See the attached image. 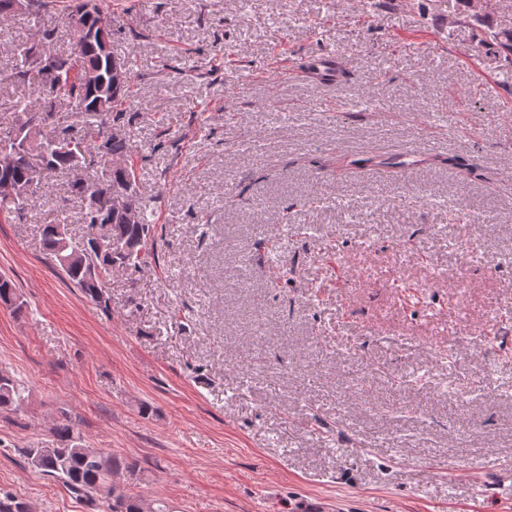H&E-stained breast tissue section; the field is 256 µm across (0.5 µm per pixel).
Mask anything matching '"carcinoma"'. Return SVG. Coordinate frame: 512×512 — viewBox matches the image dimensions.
<instances>
[{"mask_svg":"<svg viewBox=\"0 0 512 512\" xmlns=\"http://www.w3.org/2000/svg\"><path fill=\"white\" fill-rule=\"evenodd\" d=\"M24 14L40 16L56 12L68 21L75 49L70 54H56L53 76L27 65L29 47L18 46L13 76L38 87L42 107L29 109L22 100L15 111L21 114L16 124L0 128V153L13 150L5 132L15 126L36 121L26 148L16 154L14 162L0 164V181H40L58 170L72 171L73 152L61 146V139L75 137L81 157L93 153L104 161L109 156L128 157L129 136L118 133L124 124L127 102L131 96L133 63L112 51V19L101 10L97 0H28ZM493 41L512 58V31L490 32ZM71 107L78 118V133L64 125L59 108ZM52 126L53 137H42V128ZM71 193L83 204L82 221L87 224L86 263H69L70 237L65 225L47 224L43 245L53 264L87 298L109 308L110 298L105 280L114 266L140 263L152 227L149 200L138 190L132 168L104 170L89 182L70 184ZM30 198L4 201L0 198V215L4 219L26 217ZM23 400V387L14 379L0 374V412L15 410ZM52 444L27 448L25 457L31 468L41 475L61 481L71 493L89 502L96 497L111 500V512H171L161 498L145 499L126 492L115 480L121 472L137 478L133 467L116 457L104 454L75 441L72 427L61 423L54 428ZM0 512H30L26 502L10 492L0 491Z\"/></svg>","mask_w":512,"mask_h":512,"instance_id":"1","label":"carcinoma"}]
</instances>
